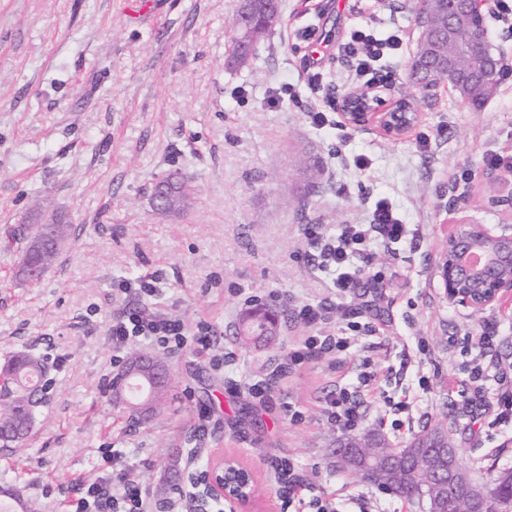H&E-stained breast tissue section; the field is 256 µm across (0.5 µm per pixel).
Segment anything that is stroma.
<instances>
[{
	"instance_id": "obj_1",
	"label": "stroma",
	"mask_w": 512,
	"mask_h": 512,
	"mask_svg": "<svg viewBox=\"0 0 512 512\" xmlns=\"http://www.w3.org/2000/svg\"><path fill=\"white\" fill-rule=\"evenodd\" d=\"M281 3L280 24L230 71L238 0H0V365L25 352L43 359L48 380L26 459L0 443V488L41 512H69L77 488L105 474L106 451L140 474L160 472L173 448L250 467L265 489L256 512L280 510L269 462L282 456L338 512H419L336 467L347 432L326 410L343 392L360 404L357 434L404 448L438 430L478 484L487 468L512 469V421L498 407L512 390V296L474 312L448 299L437 274L460 220L512 233V211L491 204L512 194V172L484 163L512 157V79L478 108L448 83L413 86L420 0ZM363 27L407 34L382 61L396 74L386 101L419 102L418 123L397 139L309 118L325 96L357 86L339 47ZM306 28L313 41L300 38ZM312 66L317 93L304 83ZM284 84L295 100L271 106ZM172 168L189 178L190 200L160 219L151 187ZM382 201L410 233L373 240L354 262L359 283L337 295L302 229L370 223ZM54 216L74 234L41 283H28L22 241ZM132 271L159 273L167 311L210 342L168 353L170 408L146 425L128 422L108 387L114 280ZM254 301L283 310L271 346L237 337ZM324 301L336 318L323 331L347 346L280 372L282 355L320 331L295 310ZM488 326L497 339L485 349ZM253 378L270 382L266 401L244 392Z\"/></svg>"
}]
</instances>
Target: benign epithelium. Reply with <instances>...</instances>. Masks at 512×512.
<instances>
[{"mask_svg": "<svg viewBox=\"0 0 512 512\" xmlns=\"http://www.w3.org/2000/svg\"><path fill=\"white\" fill-rule=\"evenodd\" d=\"M460 10L454 17V25H466L469 18L481 12L485 0H455ZM489 39L484 28L474 25L469 30L466 50L472 51L484 60L483 84H493L491 56L488 52ZM380 96L371 93L359 97V91L348 92L343 98V120L354 128H362L372 121L389 135H401L419 120L417 112H401L394 104L386 112H377ZM438 275L448 299L474 312L482 311L498 303L503 295L512 292V234L493 233L483 224H464L448 237L445 254L438 265ZM128 381L136 384L141 396L131 401L125 391L113 395V402L127 409L137 423H146L152 416L156 395L165 387L168 377L164 367L156 359L134 356L127 366ZM433 473L421 478L412 476V482L419 490L421 503L426 512H449L450 501L467 497L473 503V512H485L488 493L474 492L459 473L452 448H436ZM412 450L391 459L367 464L363 474L373 477L392 470L400 460L408 459ZM233 468L244 477L252 471L237 460L225 458L206 470L202 489L198 492V512H205L209 502L224 501L239 509L251 512L253 498L245 492V486L226 480L228 469Z\"/></svg>", "mask_w": 512, "mask_h": 512, "instance_id": "obj_1", "label": "benign epithelium"}]
</instances>
